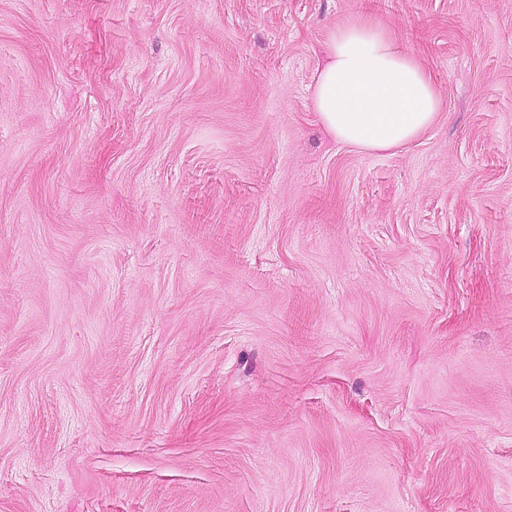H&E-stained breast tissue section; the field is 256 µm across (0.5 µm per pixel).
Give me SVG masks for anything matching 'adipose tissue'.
Returning <instances> with one entry per match:
<instances>
[{"label":"adipose tissue","mask_w":512,"mask_h":512,"mask_svg":"<svg viewBox=\"0 0 512 512\" xmlns=\"http://www.w3.org/2000/svg\"><path fill=\"white\" fill-rule=\"evenodd\" d=\"M312 109L336 141L390 151L417 139L435 122L438 91L419 60L378 22L353 17L324 44Z\"/></svg>","instance_id":"ef3b65f1"}]
</instances>
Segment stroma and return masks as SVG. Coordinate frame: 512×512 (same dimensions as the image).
Wrapping results in <instances>:
<instances>
[{
	"mask_svg": "<svg viewBox=\"0 0 512 512\" xmlns=\"http://www.w3.org/2000/svg\"><path fill=\"white\" fill-rule=\"evenodd\" d=\"M0 512H512V0H0ZM311 104L336 141L390 151L417 139L435 122L438 91L419 60L378 22L353 17L324 44Z\"/></svg>",
	"mask_w": 512,
	"mask_h": 512,
	"instance_id": "35a3bbf8",
	"label": "stroma"
}]
</instances>
